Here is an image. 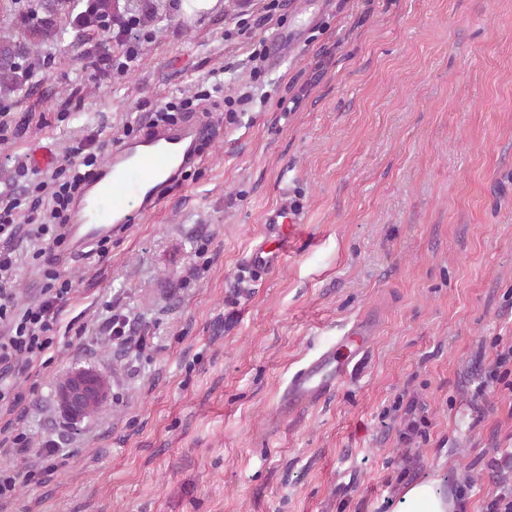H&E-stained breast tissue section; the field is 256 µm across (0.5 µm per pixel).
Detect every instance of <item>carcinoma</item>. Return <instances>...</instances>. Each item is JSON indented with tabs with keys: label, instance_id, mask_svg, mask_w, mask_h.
Returning a JSON list of instances; mask_svg holds the SVG:
<instances>
[{
	"label": "carcinoma",
	"instance_id": "1",
	"mask_svg": "<svg viewBox=\"0 0 512 512\" xmlns=\"http://www.w3.org/2000/svg\"><path fill=\"white\" fill-rule=\"evenodd\" d=\"M64 8L74 15L70 26L78 41L104 33L111 22L121 24L127 11L120 0H73L66 7L61 5V0H32L29 11L21 17L17 34L0 37L1 92H14L31 81L34 69L28 60L43 45L59 40Z\"/></svg>",
	"mask_w": 512,
	"mask_h": 512
}]
</instances>
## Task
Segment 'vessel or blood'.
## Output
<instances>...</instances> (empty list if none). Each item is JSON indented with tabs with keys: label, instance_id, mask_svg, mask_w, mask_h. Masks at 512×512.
I'll list each match as a JSON object with an SVG mask.
<instances>
[{
	"label": "vessel or blood",
	"instance_id": "b4317fda",
	"mask_svg": "<svg viewBox=\"0 0 512 512\" xmlns=\"http://www.w3.org/2000/svg\"><path fill=\"white\" fill-rule=\"evenodd\" d=\"M211 135V124L190 118L178 126H154L149 136L113 145L107 163L85 186L74 205L67 226L72 250L82 251L117 227L131 223L135 216L155 208V182L173 180L194 163L196 144ZM288 215L289 209L284 206L268 217V228L276 233L274 244L255 248L250 256L251 265L269 268L279 264L288 251V237L277 234L276 228ZM343 339L354 343V350L342 355L337 348H326L293 375L281 397V414H293L345 381L369 338L364 330L353 328Z\"/></svg>",
	"mask_w": 512,
	"mask_h": 512
}]
</instances>
